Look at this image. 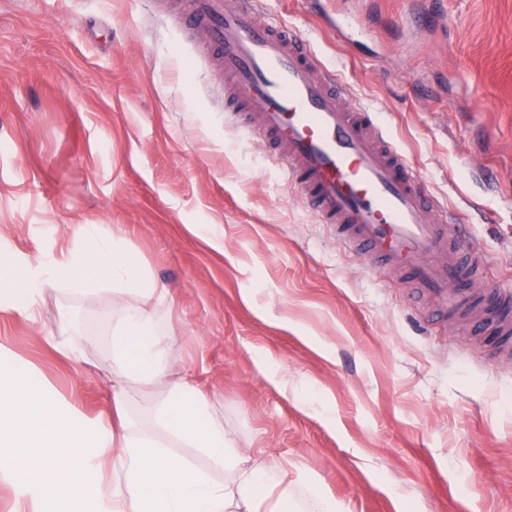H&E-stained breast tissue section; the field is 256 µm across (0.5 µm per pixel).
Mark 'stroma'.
Listing matches in <instances>:
<instances>
[{"label": "stroma", "instance_id": "obj_1", "mask_svg": "<svg viewBox=\"0 0 512 512\" xmlns=\"http://www.w3.org/2000/svg\"><path fill=\"white\" fill-rule=\"evenodd\" d=\"M181 0H0V260L125 241L169 300L164 382L135 380L134 434L223 481L154 422L191 379L242 453L313 478L342 512H512V363L351 252L284 163L227 112L182 43ZM374 112L512 289V0H266ZM347 9L371 31L344 41ZM209 224L210 238L195 228ZM130 293L45 286L0 343L88 420L112 415ZM71 355H64V348Z\"/></svg>", "mask_w": 512, "mask_h": 512}]
</instances>
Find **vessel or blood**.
I'll use <instances>...</instances> for the list:
<instances>
[{
  "mask_svg": "<svg viewBox=\"0 0 512 512\" xmlns=\"http://www.w3.org/2000/svg\"><path fill=\"white\" fill-rule=\"evenodd\" d=\"M260 7L190 0L179 32L217 52L240 124L275 145L322 223L371 266L433 297L442 315H473L476 331L495 338L496 359L512 360V290L480 285L488 256L450 232L446 206L298 30L260 19ZM332 25L349 42L368 32L357 15L336 14Z\"/></svg>",
  "mask_w": 512,
  "mask_h": 512,
  "instance_id": "b4317fda",
  "label": "vessel or blood"
}]
</instances>
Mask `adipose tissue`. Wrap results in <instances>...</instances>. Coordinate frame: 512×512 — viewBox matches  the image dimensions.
Masks as SVG:
<instances>
[{
	"instance_id": "ef3b65f1",
	"label": "adipose tissue",
	"mask_w": 512,
	"mask_h": 512,
	"mask_svg": "<svg viewBox=\"0 0 512 512\" xmlns=\"http://www.w3.org/2000/svg\"><path fill=\"white\" fill-rule=\"evenodd\" d=\"M91 252L30 266L25 273L0 264V309L33 314L36 297L51 280L85 293L104 283L142 297L126 307L113 331L117 373L133 379L164 377L166 339L158 333L151 302L168 300L130 246L80 228ZM156 425L197 448L231 484L213 480L149 438L83 419L56 398L0 345V481L8 483L24 512H288V473L268 462L246 464L232 433L216 421L208 402L190 382L172 387L154 413ZM120 469L107 479L104 460Z\"/></svg>"
}]
</instances>
